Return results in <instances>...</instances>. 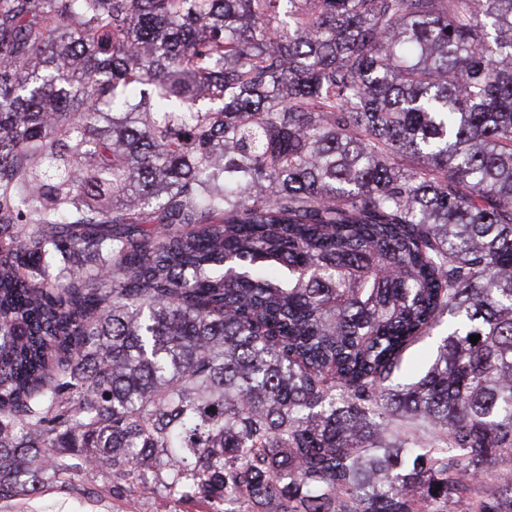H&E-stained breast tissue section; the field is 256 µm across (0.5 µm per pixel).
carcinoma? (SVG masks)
Returning a JSON list of instances; mask_svg holds the SVG:
<instances>
[{"instance_id": "cac0c4a2", "label": "carcinoma", "mask_w": 512, "mask_h": 512, "mask_svg": "<svg viewBox=\"0 0 512 512\" xmlns=\"http://www.w3.org/2000/svg\"><path fill=\"white\" fill-rule=\"evenodd\" d=\"M75 454L512 512V0H0V499ZM447 321L448 318L445 317L442 325L432 332L431 337H425L406 351L400 381L411 382L428 367L436 356L437 342L443 330L446 329Z\"/></svg>"}]
</instances>
